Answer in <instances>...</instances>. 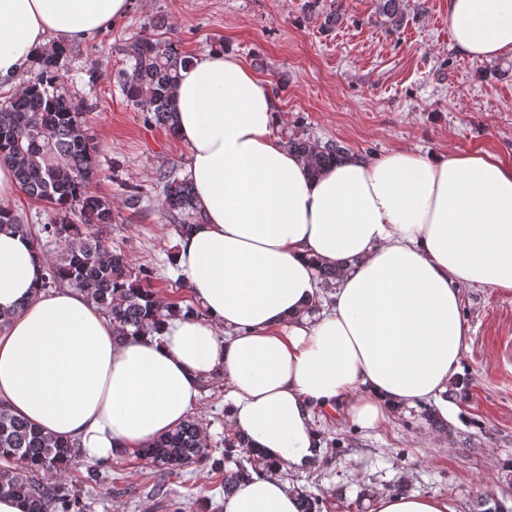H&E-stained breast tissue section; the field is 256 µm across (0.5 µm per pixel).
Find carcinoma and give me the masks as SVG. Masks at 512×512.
Instances as JSON below:
<instances>
[{
  "label": "carcinoma",
  "instance_id": "1",
  "mask_svg": "<svg viewBox=\"0 0 512 512\" xmlns=\"http://www.w3.org/2000/svg\"><path fill=\"white\" fill-rule=\"evenodd\" d=\"M380 13L393 25L403 16V0H379ZM70 49L56 46L40 56L41 71L22 93L0 103V161L10 164L20 189L46 203L53 218L42 231L62 245L59 258L48 266L43 286L60 283L82 290L109 317L121 336L144 331L147 322L162 315L153 289L151 272L136 275L122 253L113 249L96 230L114 221L112 201L91 191L100 177L95 147L86 134L87 113L97 103L75 101L59 89V70ZM130 68L119 76L129 106L149 114L150 122L176 133L170 91L181 67L189 63L174 41L149 37L132 40L126 49ZM284 147L300 156L312 177L348 154L340 141L293 136ZM166 216L179 233L196 215L190 182L172 173H159ZM201 424L191 418L178 428L140 448L136 455L165 470L178 471L191 464L211 465L224 474V492L252 474L261 477L277 465L261 458L241 460L236 453L250 452L238 434L224 438V456L215 459ZM82 458L77 445L32 425L0 403V496L20 499L24 512H84L81 490L66 480L68 471ZM52 473L55 483L42 474Z\"/></svg>",
  "mask_w": 512,
  "mask_h": 512
}]
</instances>
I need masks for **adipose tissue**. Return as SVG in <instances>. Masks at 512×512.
<instances>
[{
    "instance_id": "obj_1",
    "label": "adipose tissue",
    "mask_w": 512,
    "mask_h": 512,
    "mask_svg": "<svg viewBox=\"0 0 512 512\" xmlns=\"http://www.w3.org/2000/svg\"><path fill=\"white\" fill-rule=\"evenodd\" d=\"M130 8L0 0V88L21 92L49 40H93ZM448 27L470 59L511 53L512 0H448ZM173 103L198 213L172 260L200 314L117 336L83 291L43 290L46 258L0 224V402L107 463L176 428L217 373L230 426L296 471L319 449L317 411L374 428L391 406L447 408L469 332L461 285L512 293V163L398 149L309 176L272 135L279 109L266 82L220 47L181 68ZM321 265L340 268L322 309ZM299 501L255 477L225 495L224 512H298ZM371 512L456 509L394 492Z\"/></svg>"
}]
</instances>
